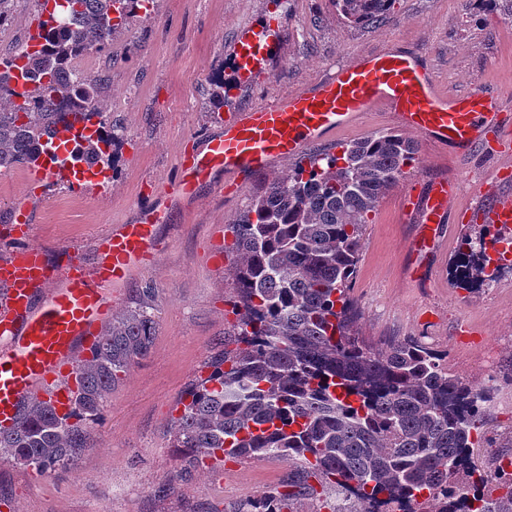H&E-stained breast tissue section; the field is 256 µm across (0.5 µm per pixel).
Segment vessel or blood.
Wrapping results in <instances>:
<instances>
[{
  "label": "vessel or blood",
  "instance_id": "obj_1",
  "mask_svg": "<svg viewBox=\"0 0 512 512\" xmlns=\"http://www.w3.org/2000/svg\"><path fill=\"white\" fill-rule=\"evenodd\" d=\"M276 37L273 31L250 30L239 38L234 57L240 77L264 68ZM376 108L429 145L470 151L492 133L502 142L512 141L497 100L480 89L455 97L440 94L432 71L416 56L389 50L350 60L314 91L292 93L227 118L202 151L181 156L178 177L162 189L165 205L144 208L135 223L113 230L91 267L74 256L62 266L49 263L31 240L26 202H18L12 226L16 246L0 258V428L15 427L33 394L59 409L68 404L77 353L96 341L108 320L113 287L158 259L155 227L167 217L168 203L194 198L216 172L259 175L277 161L300 157L309 145L358 125ZM99 125L93 117L57 126L28 172L31 193L47 181L79 195L104 193L112 183L111 169L75 157L78 145L97 139ZM455 193L454 182L439 180L430 184L422 204L405 194V210H421L419 231L408 245L411 279L423 275L439 244ZM487 221L502 237L512 236V196L498 198Z\"/></svg>",
  "mask_w": 512,
  "mask_h": 512
}]
</instances>
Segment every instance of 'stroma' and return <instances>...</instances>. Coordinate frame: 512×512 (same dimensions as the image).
Instances as JSON below:
<instances>
[{"mask_svg":"<svg viewBox=\"0 0 512 512\" xmlns=\"http://www.w3.org/2000/svg\"><path fill=\"white\" fill-rule=\"evenodd\" d=\"M270 0H156L151 14H137L108 50L74 60L75 69L105 73L107 105L100 119L122 128L113 147L110 189L96 197L71 195L47 184L27 198L33 242L62 264L67 253L94 264L104 236L136 220L140 207L160 203L158 190L176 177L179 155L202 149L224 118L239 109L298 91L316 89L350 59L389 49L418 56L440 89L463 95L479 88L502 100L512 115V0H396L379 25H356L337 15L330 0H289L282 9V37L266 68L215 107L208 77L221 69L232 78L233 48L246 30L264 23ZM39 0H17L15 20L0 26V55L27 44L36 29ZM296 166L285 160L260 176L215 192L202 187L191 201L171 204L157 227L158 263L137 270L115 291L119 315L148 301L157 321L150 355L133 366L109 395L86 449L47 472L0 460V512H233L246 498L277 487L296 462L266 458L228 462L213 470L175 475L167 430L187 385L207 375V362L224 350L235 322L227 300L234 263L224 252L230 225L249 195ZM512 155L420 151L409 174L381 199L367 224L352 291L354 327L375 345L415 336L447 351L448 367L492 396L484 440L476 452L512 451V267L489 287L473 289L454 276L460 234L478 231L465 212L488 209L512 195L497 172ZM454 178L459 192L443 224L441 242L424 276L409 279L407 246L419 215L402 212L405 190L423 193L440 178Z\"/></svg>","mask_w":512,"mask_h":512,"instance_id":"1","label":"stroma"}]
</instances>
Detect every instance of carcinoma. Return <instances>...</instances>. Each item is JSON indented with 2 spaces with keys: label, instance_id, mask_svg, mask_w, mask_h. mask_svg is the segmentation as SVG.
I'll return each mask as SVG.
<instances>
[{
  "label": "carcinoma",
  "instance_id": "carcinoma-1",
  "mask_svg": "<svg viewBox=\"0 0 512 512\" xmlns=\"http://www.w3.org/2000/svg\"><path fill=\"white\" fill-rule=\"evenodd\" d=\"M153 0H64L39 20L40 50L0 56V168L29 166L67 113L99 115L107 76H80L73 60L104 51L127 20ZM350 23L373 25L395 0H332ZM25 70L32 92L15 102L12 71ZM219 104L240 88L210 76ZM122 139L102 126L77 150L109 161ZM418 142L378 132L341 150L309 157L247 198L224 251L235 254L231 312L236 332L209 374L185 392L170 425L171 447L187 475L226 459L289 457L300 469L280 488L246 499L233 512H284L314 495V478L346 496L343 512H512V472L477 477L473 456L487 403L475 385L448 369V354L415 337L378 347L353 329L350 297L364 230L380 199L418 160ZM497 234L485 224L464 232L456 267L488 285L486 250ZM148 303L112 318L77 366L71 410L27 401L18 424L0 431V457L40 472L64 466L86 447L108 395L145 358L156 336Z\"/></svg>",
  "mask_w": 512,
  "mask_h": 512
}]
</instances>
